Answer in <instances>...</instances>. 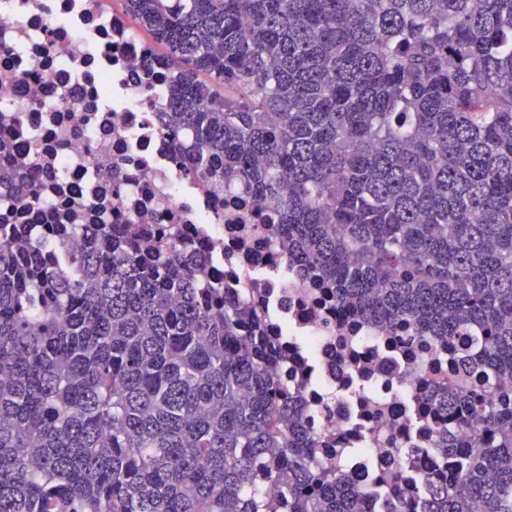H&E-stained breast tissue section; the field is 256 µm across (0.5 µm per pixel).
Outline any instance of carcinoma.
Instances as JSON below:
<instances>
[{"instance_id":"carcinoma-1","label":"carcinoma","mask_w":512,"mask_h":512,"mask_svg":"<svg viewBox=\"0 0 512 512\" xmlns=\"http://www.w3.org/2000/svg\"><path fill=\"white\" fill-rule=\"evenodd\" d=\"M164 48L161 130L303 275L448 339L421 512H512V0H126ZM37 185L0 170V202ZM0 223V512H366L256 315L178 233ZM480 423V437L456 429Z\"/></svg>"}]
</instances>
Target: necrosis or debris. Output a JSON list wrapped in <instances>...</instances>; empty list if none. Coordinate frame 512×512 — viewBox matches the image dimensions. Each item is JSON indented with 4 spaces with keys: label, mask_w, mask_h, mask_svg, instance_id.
I'll use <instances>...</instances> for the list:
<instances>
[{
    "label": "necrosis or debris",
    "mask_w": 512,
    "mask_h": 512,
    "mask_svg": "<svg viewBox=\"0 0 512 512\" xmlns=\"http://www.w3.org/2000/svg\"><path fill=\"white\" fill-rule=\"evenodd\" d=\"M159 56L120 0H0V135L12 143L0 166L39 189L31 208L1 206L0 222L72 225L70 252L86 245L83 224H118L132 239L148 224L182 231L209 257L212 282L241 286L263 311L284 383L328 443L323 458H342L370 512H400L418 502L419 475L447 467L410 402L419 380L451 372L452 347L438 337L412 345L348 314L259 233L262 204L237 185L188 177L157 122ZM394 470L407 481L385 489L380 477Z\"/></svg>",
    "instance_id": "4bbe7bcc"
}]
</instances>
